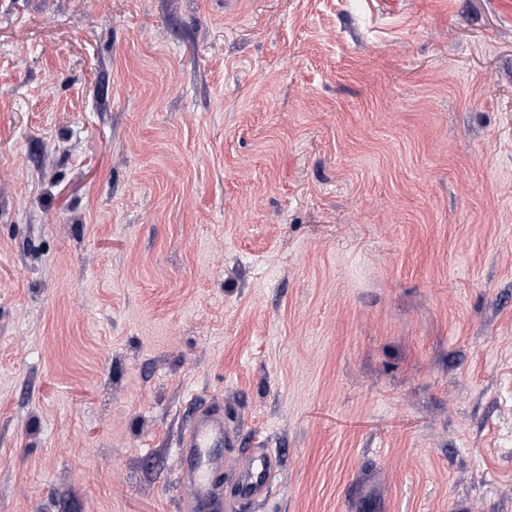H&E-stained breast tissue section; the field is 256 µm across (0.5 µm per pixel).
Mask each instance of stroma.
Returning <instances> with one entry per match:
<instances>
[{
  "label": "stroma",
  "mask_w": 512,
  "mask_h": 512,
  "mask_svg": "<svg viewBox=\"0 0 512 512\" xmlns=\"http://www.w3.org/2000/svg\"><path fill=\"white\" fill-rule=\"evenodd\" d=\"M199 404L224 512H512V0H0V512ZM276 460V455L270 452L245 460L238 479L242 497L253 498L267 492L278 477Z\"/></svg>",
  "instance_id": "35a3bbf8"
}]
</instances>
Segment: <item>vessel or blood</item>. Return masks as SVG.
I'll return each instance as SVG.
<instances>
[{
  "mask_svg": "<svg viewBox=\"0 0 512 512\" xmlns=\"http://www.w3.org/2000/svg\"><path fill=\"white\" fill-rule=\"evenodd\" d=\"M230 440L219 405L201 408L180 438L182 503L186 512H221L218 488L224 469L222 449ZM278 477L277 457L266 453L245 460L239 469L242 497L267 492Z\"/></svg>",
  "mask_w": 512,
  "mask_h": 512,
  "instance_id": "vessel-or-blood-1",
  "label": "vessel or blood"
}]
</instances>
